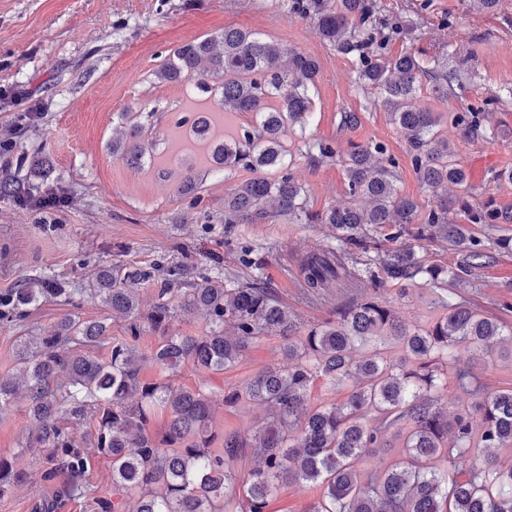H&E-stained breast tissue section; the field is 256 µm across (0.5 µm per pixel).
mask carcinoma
<instances>
[{"label": "carcinoma", "mask_w": 512, "mask_h": 512, "mask_svg": "<svg viewBox=\"0 0 512 512\" xmlns=\"http://www.w3.org/2000/svg\"><path fill=\"white\" fill-rule=\"evenodd\" d=\"M291 8L314 16L321 37L356 57L355 81L390 112L405 139L416 171L436 207L417 220L416 203L398 193L392 158L380 142L353 145L344 155L328 144L304 141L312 159H336L343 168L350 200L318 217L336 229V247L311 252L302 263L307 295H322L331 282L349 288L352 298L336 304L319 323L294 320L261 280L200 274L159 263L104 266L91 288H70L54 276L25 279L0 293V322L19 321L25 308L42 302L72 303L76 293L97 298L126 321V336L112 341L100 358L85 347L109 338L107 320H83L67 313L36 336L18 337L16 374L23 383L31 421L26 447L41 456L37 481L48 493L34 498L31 512H59L69 501L94 496L89 479L90 450L112 462V500L96 499L97 512H124L121 500L139 493L132 512H268L281 487L312 484L321 496L307 512H512V386L490 389L472 368L447 367L443 352L465 346L480 358L512 342V327L474 311L464 301L424 328H411L392 303L376 295L387 283L434 287L449 279L467 281L489 262L486 245L467 225L448 223V186L467 187V174L454 160L448 141L437 137L438 118L417 105L422 79L438 98L448 97L457 72L448 56L426 61L412 52L392 56V34L412 32L409 24H377L372 0H292ZM319 63L313 57L261 34L226 28L168 52L153 72L158 82L196 81L212 108L250 112L255 121L239 137L219 134L211 108L196 110L188 137L204 147L212 169L283 170L282 134L303 124ZM488 102L452 115L462 135L473 133ZM155 112H122L125 142L112 154L128 165L154 164L158 139ZM30 193L9 170L0 171V198ZM304 213L301 187L290 174L238 184L224 196V223L254 224ZM475 224H499L509 217L478 208ZM384 231L391 249L375 233ZM440 240L462 255L454 268L428 264L423 243ZM375 253L363 269L360 256ZM154 287L144 310L138 291ZM373 292H367V289ZM198 313L195 336L167 334L176 319ZM159 333L150 360L166 376L146 382L135 342L144 329ZM283 340L288 365L267 368L244 387L224 393V403L250 401L271 410L253 435L224 432L213 448L216 401L204 391L176 387L167 380L189 366L200 373L234 366L246 349L270 334ZM324 378L340 401L316 403L312 385ZM454 384L470 402L453 413L442 403ZM17 393L13 378L0 377V407ZM169 415L156 432V409ZM88 418L97 429L84 440L72 427ZM394 428L405 431L400 456L380 473L358 468L362 457L384 447ZM258 466L240 477L228 462L246 454ZM31 482V476L0 456V498Z\"/></svg>", "instance_id": "obj_1"}]
</instances>
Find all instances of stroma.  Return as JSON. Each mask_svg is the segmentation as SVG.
I'll return each mask as SVG.
<instances>
[{"label":"stroma","instance_id":"1","mask_svg":"<svg viewBox=\"0 0 512 512\" xmlns=\"http://www.w3.org/2000/svg\"><path fill=\"white\" fill-rule=\"evenodd\" d=\"M376 2L380 19L415 25L411 35L390 42L391 54L412 51L429 60L447 47L470 51L450 60L462 71L463 83L448 98L433 97L425 85L418 92L420 106L438 117V130L467 174L468 190L451 195L449 221L466 222V203L512 213V184L496 178L512 171V0H498L489 11L471 7L469 0H429L418 14L414 0ZM227 27L259 32L320 63L306 129L293 127L282 137L286 169L304 190L307 219L225 223L224 197L250 179L251 171L209 170L202 148L178 127L190 115V83L161 84L151 76L171 48ZM356 68L355 58L324 41L314 17L292 11L290 0H0V131L14 132L8 166L34 194H43L53 181L70 198L68 206L51 210L0 199V292L54 274L72 287L88 288L99 267L154 262L186 265L194 274L248 278L255 273L239 263L246 245L266 258L255 275L296 320L327 319L347 295L334 288L328 299H307L301 263L312 250L335 246V230L315 217L346 202L348 188L338 164L301 154L304 140L330 144L340 154L355 144L383 143L396 163L399 193L414 200L422 214L437 204L389 113L357 85ZM485 100L490 103L486 126L465 136L449 123V113ZM140 110L156 111L157 129L167 140L156 170L129 167L112 154L119 113ZM349 111L359 117L352 127L343 124ZM21 153L49 158L51 180L18 167ZM187 166L197 170L200 185L184 195L178 185ZM470 230L492 253L470 282L442 288L387 285L386 298L408 324L426 325L441 314V302L463 299L512 326V244L498 245L512 241V223L474 224ZM67 311L45 303L29 309L21 322L0 324V376L13 371L19 336L50 328ZM286 363L280 337L271 335L251 345L231 369L202 378L185 368L175 382L220 398L225 389ZM266 415L252 403L223 406L212 430L251 434ZM29 425L25 399L0 410V455L33 473L38 459L25 447Z\"/></svg>","mask_w":512,"mask_h":512}]
</instances>
